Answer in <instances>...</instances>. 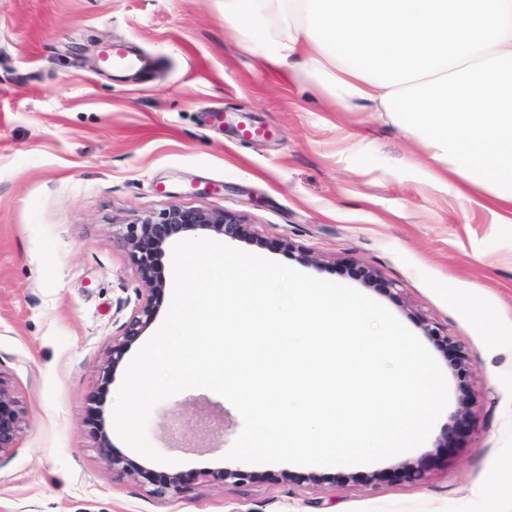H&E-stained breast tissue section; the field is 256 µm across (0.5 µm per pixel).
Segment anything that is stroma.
<instances>
[{
	"label": "stroma",
	"instance_id": "stroma-1",
	"mask_svg": "<svg viewBox=\"0 0 512 512\" xmlns=\"http://www.w3.org/2000/svg\"><path fill=\"white\" fill-rule=\"evenodd\" d=\"M115 44L147 67L99 63ZM422 156L388 118L269 72L224 0H0V369L23 411L0 512H315L316 498L327 512H512V225ZM173 204L237 213L255 235L237 249L353 287L420 336L449 392L427 441L369 465L205 481L242 420L191 389L151 415L166 463L112 440L155 475L189 476L184 493L113 474L95 433L113 426L124 372L102 367L143 284L112 227Z\"/></svg>",
	"mask_w": 512,
	"mask_h": 512
}]
</instances>
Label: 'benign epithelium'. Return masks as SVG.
<instances>
[{
  "label": "benign epithelium",
  "mask_w": 512,
  "mask_h": 512,
  "mask_svg": "<svg viewBox=\"0 0 512 512\" xmlns=\"http://www.w3.org/2000/svg\"><path fill=\"white\" fill-rule=\"evenodd\" d=\"M198 230L208 231L222 239L249 240L251 233L241 217L230 211H209L172 205L158 213H148L129 224L119 225L118 238L127 248L129 259L145 286V294L129 318L112 337V350L105 361L102 378L108 379L123 360L126 351L152 325L160 305L165 282L161 275L164 245L172 238ZM22 411L13 396L11 380L0 369V460L16 448L22 430ZM98 448L112 466V472L127 475L144 483H152V472L133 464L121 453L113 450L110 437L101 427L97 433ZM209 476L224 484L248 483L253 474L244 469L225 468ZM184 489L181 473H171L150 490L156 497L174 498Z\"/></svg>",
  "instance_id": "benign-epithelium-1"
}]
</instances>
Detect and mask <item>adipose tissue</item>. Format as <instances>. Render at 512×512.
<instances>
[{
  "label": "adipose tissue",
  "mask_w": 512,
  "mask_h": 512,
  "mask_svg": "<svg viewBox=\"0 0 512 512\" xmlns=\"http://www.w3.org/2000/svg\"><path fill=\"white\" fill-rule=\"evenodd\" d=\"M265 65L417 135L512 224V0H224Z\"/></svg>",
  "instance_id": "1"
}]
</instances>
